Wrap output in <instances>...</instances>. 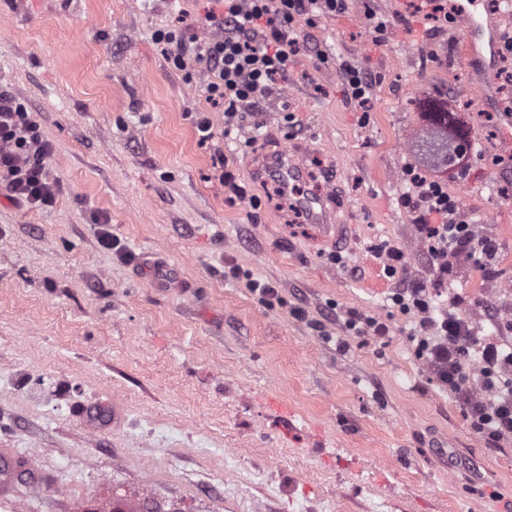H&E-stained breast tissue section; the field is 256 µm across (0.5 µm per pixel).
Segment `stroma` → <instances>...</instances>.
Returning <instances> with one entry per match:
<instances>
[{"mask_svg": "<svg viewBox=\"0 0 512 512\" xmlns=\"http://www.w3.org/2000/svg\"><path fill=\"white\" fill-rule=\"evenodd\" d=\"M221 11L0 0V89L40 124L63 185L45 210L0 195V450L46 478L8 470L0 512H512V440L471 431L390 301L434 286L423 214L407 202L412 166L462 194L467 222L498 245L490 268L449 276L456 311L481 336L512 322V157L488 156L512 111L490 69L422 76L427 55L464 56L460 30L424 0H352L297 23L302 50L228 136L208 71L172 69L154 38L172 28L207 41L206 15ZM344 62L371 76L366 104L346 97ZM436 96L471 141L442 170L423 162V104ZM294 142L304 189L337 195L342 242L296 220L263 173L269 146ZM227 172L245 197L225 189ZM100 218L128 259L100 244ZM386 241L404 253L393 277L374 253ZM253 279L280 303L262 302ZM353 311L386 337H348Z\"/></svg>", "mask_w": 512, "mask_h": 512, "instance_id": "stroma-1", "label": "stroma"}]
</instances>
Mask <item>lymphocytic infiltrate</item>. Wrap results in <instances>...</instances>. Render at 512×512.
Here are the masks:
<instances>
[{"label":"lymphocytic infiltrate","instance_id":"1","mask_svg":"<svg viewBox=\"0 0 512 512\" xmlns=\"http://www.w3.org/2000/svg\"><path fill=\"white\" fill-rule=\"evenodd\" d=\"M348 0H224L223 11L210 21L220 34L191 49L183 35L161 30L156 38L176 70L187 68L196 53L211 75L205 86L209 101L224 107V126L232 128L239 112L267 96L298 53V19H318L346 11ZM52 146L18 98L0 91V186L10 202L29 209L50 207L62 190L48 175ZM412 203L427 216L418 225L428 245L434 285L445 288L460 261L489 266L497 255L490 235L476 234L473 225L448 220L455 208L447 189L410 173ZM392 301L401 313L413 315L418 331L415 353L432 380L453 394L464 408L471 430L498 442L512 437V342L476 336L466 318L450 310L434 313L432 294L412 286L397 289Z\"/></svg>","mask_w":512,"mask_h":512}]
</instances>
